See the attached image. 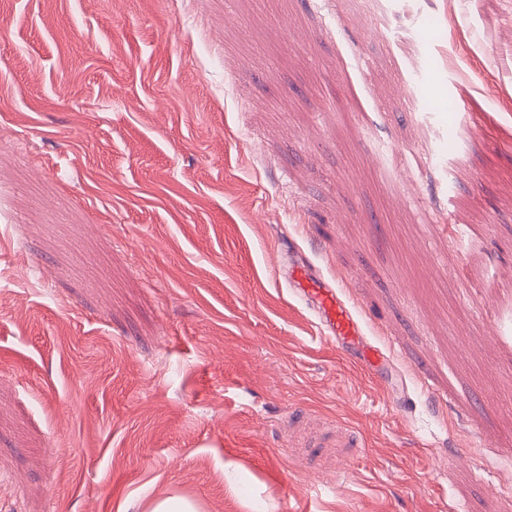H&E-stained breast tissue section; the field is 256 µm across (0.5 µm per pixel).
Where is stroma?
Here are the masks:
<instances>
[{"instance_id":"obj_1","label":"stroma","mask_w":512,"mask_h":512,"mask_svg":"<svg viewBox=\"0 0 512 512\" xmlns=\"http://www.w3.org/2000/svg\"><path fill=\"white\" fill-rule=\"evenodd\" d=\"M383 4L432 70L346 0H0V512H512V306L455 275L512 282V0ZM274 274L293 297L312 312L320 334L336 343V349L372 375L388 377L392 370L390 356L366 336L361 319L333 282L295 250L281 255Z\"/></svg>"}]
</instances>
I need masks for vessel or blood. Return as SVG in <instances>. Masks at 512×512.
Returning a JSON list of instances; mask_svg holds the SVG:
<instances>
[{"mask_svg": "<svg viewBox=\"0 0 512 512\" xmlns=\"http://www.w3.org/2000/svg\"><path fill=\"white\" fill-rule=\"evenodd\" d=\"M274 274L278 281L316 319L320 333L335 343L372 375L383 377L391 370L387 352L366 334L359 316L339 288L325 278L308 260L289 250L282 254Z\"/></svg>", "mask_w": 512, "mask_h": 512, "instance_id": "b4317fda", "label": "vessel or blood"}]
</instances>
